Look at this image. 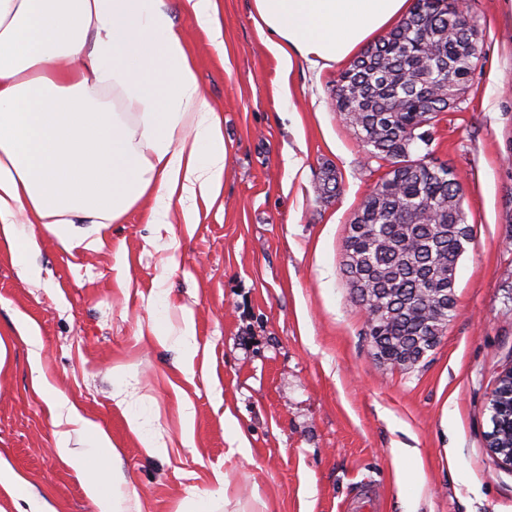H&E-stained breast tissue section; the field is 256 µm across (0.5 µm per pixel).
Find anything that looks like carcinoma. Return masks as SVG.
Listing matches in <instances>:
<instances>
[{
	"instance_id": "carcinoma-1",
	"label": "carcinoma",
	"mask_w": 512,
	"mask_h": 512,
	"mask_svg": "<svg viewBox=\"0 0 512 512\" xmlns=\"http://www.w3.org/2000/svg\"><path fill=\"white\" fill-rule=\"evenodd\" d=\"M477 24L460 19L457 0H417L408 20L371 45L345 70L336 108L355 114V134L372 158L391 169L354 213L344 240V268L366 275L371 311L366 322L375 355L405 370L420 363L454 317L459 259L472 240L461 216L464 191L446 164L411 158L426 128L454 108L465 92L478 49ZM426 92L430 114L414 106ZM490 406L492 448H512L507 408L512 380L500 383Z\"/></svg>"
}]
</instances>
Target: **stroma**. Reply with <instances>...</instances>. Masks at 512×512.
I'll return each mask as SVG.
<instances>
[{"label": "stroma", "mask_w": 512, "mask_h": 512, "mask_svg": "<svg viewBox=\"0 0 512 512\" xmlns=\"http://www.w3.org/2000/svg\"><path fill=\"white\" fill-rule=\"evenodd\" d=\"M252 2L219 0L218 43L171 7L224 114V185L198 223L177 211L169 227L148 223L143 202L103 231L82 225L71 249L25 225L37 282L0 240V462L44 512H98L55 450L38 376L108 432L125 512H183L194 493L227 497L215 512H349L367 490L375 512H512V467L485 439L488 398L512 365V0H466L479 57L414 151L457 173L473 239L455 315L410 370L378 361L343 272L349 222L385 174L336 110L346 65L285 69ZM328 176L338 196L323 193ZM21 324L40 336L38 356ZM143 432L165 453L149 454ZM397 448L414 454L395 460ZM415 462L422 483L398 481Z\"/></svg>", "instance_id": "stroma-1"}]
</instances>
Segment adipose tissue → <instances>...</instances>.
Here are the masks:
<instances>
[{
  "instance_id": "adipose-tissue-1",
  "label": "adipose tissue",
  "mask_w": 512,
  "mask_h": 512,
  "mask_svg": "<svg viewBox=\"0 0 512 512\" xmlns=\"http://www.w3.org/2000/svg\"><path fill=\"white\" fill-rule=\"evenodd\" d=\"M256 23L285 64L320 72L357 53L410 9V0H253ZM115 93L120 111L102 92ZM192 136H184L185 128ZM224 184V115L202 96L169 0H0V236L19 262L38 248L19 222L49 225L72 246L78 224L106 226L141 201L167 223L186 198ZM78 426L75 453L99 512H124L108 480L117 451L75 407L49 403Z\"/></svg>"
}]
</instances>
